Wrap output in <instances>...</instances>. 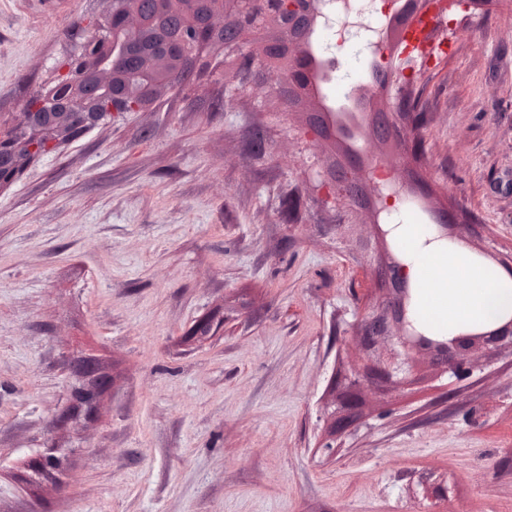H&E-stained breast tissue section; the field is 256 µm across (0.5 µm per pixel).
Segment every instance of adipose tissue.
<instances>
[{"instance_id": "obj_1", "label": "adipose tissue", "mask_w": 512, "mask_h": 512, "mask_svg": "<svg viewBox=\"0 0 512 512\" xmlns=\"http://www.w3.org/2000/svg\"><path fill=\"white\" fill-rule=\"evenodd\" d=\"M396 232L412 254L407 274L428 321L452 332L512 315V275L488 270L452 247L424 245L413 225H397Z\"/></svg>"}]
</instances>
